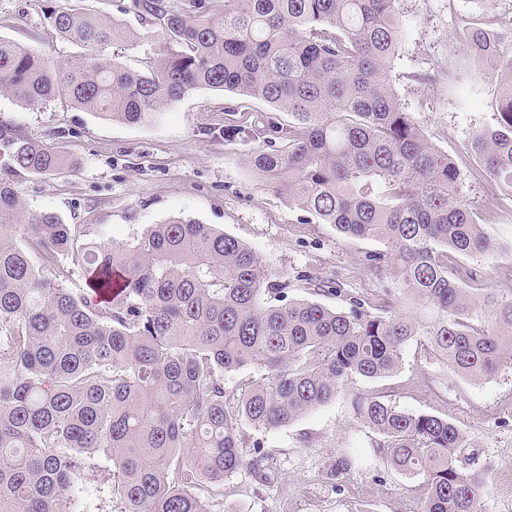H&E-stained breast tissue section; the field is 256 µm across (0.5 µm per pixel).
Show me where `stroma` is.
Wrapping results in <instances>:
<instances>
[{
    "label": "stroma",
    "instance_id": "stroma-1",
    "mask_svg": "<svg viewBox=\"0 0 512 512\" xmlns=\"http://www.w3.org/2000/svg\"><path fill=\"white\" fill-rule=\"evenodd\" d=\"M49 0H0V37L31 46L55 63L81 49L63 41L45 14ZM97 18L123 23L128 37L105 49L124 67L145 69L155 41L134 0H85ZM512 9V0H396L401 31L392 84L436 148L456 164L463 192L494 243L489 254L461 257L477 269L484 291L512 296V194L496 192L470 141L496 124L499 85L468 54V22ZM293 124L258 98L199 88L141 124L87 112L68 99L25 106L0 93V123L76 157L78 171L31 177L16 185L30 210L58 213L66 223L88 225L99 242H137L172 217L211 225L249 245L266 268L288 283L291 299L318 298L348 309L350 297L370 309L428 320L432 307L407 293L397 278L377 272L367 257L385 252L373 239H355L321 223L286 193L276 191L249 162L265 150L269 123ZM501 204L489 208L491 195ZM331 282L334 291L314 295L308 281ZM378 397L400 410L447 418L469 437L470 458L485 469L482 512H512V367L473 381L448 370L427 347L410 343L399 368L379 379H354L326 405L276 429L242 422L246 442L260 441L274 479L261 485L239 472L214 487V512H414L423 479L384 464L374 448L377 433L352 418L351 398ZM341 455L353 468L344 486L326 473ZM108 461L98 456L75 487L78 512H119L120 501L97 479Z\"/></svg>",
    "mask_w": 512,
    "mask_h": 512
}]
</instances>
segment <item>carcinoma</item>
<instances>
[{
  "label": "carcinoma",
  "instance_id": "carcinoma-1",
  "mask_svg": "<svg viewBox=\"0 0 512 512\" xmlns=\"http://www.w3.org/2000/svg\"><path fill=\"white\" fill-rule=\"evenodd\" d=\"M82 0L47 6L59 35L89 53L56 67L0 37V92L25 106L58 96L129 124L202 87L259 98L295 125L269 126L288 150L250 157L288 198L346 236L389 249L407 292L436 310L429 322L289 300L256 252L194 220L170 218L130 246L90 238L85 225L23 209L15 185L77 168L76 160L0 123V512H76L84 459L104 455L101 481L121 512H211L213 486L249 469L270 480L268 454H243L241 422L273 429L332 401L357 377L393 374L419 340L471 380L512 366V298L471 296L473 272L454 256L493 250L462 195L457 167L400 102L391 71L396 0H224L218 18H192L170 0H136L161 27L154 66L100 57L127 31L88 15ZM489 33L471 25L466 49L483 63ZM495 58L497 124L469 145L484 173L512 190V61ZM22 237L25 244L17 243ZM72 260L95 298L68 286ZM265 294L275 302L264 304ZM260 378L235 398L224 374ZM355 422L381 436L376 453L421 476L416 512H481L480 472L461 460L451 421L352 399Z\"/></svg>",
  "mask_w": 512,
  "mask_h": 512
}]
</instances>
